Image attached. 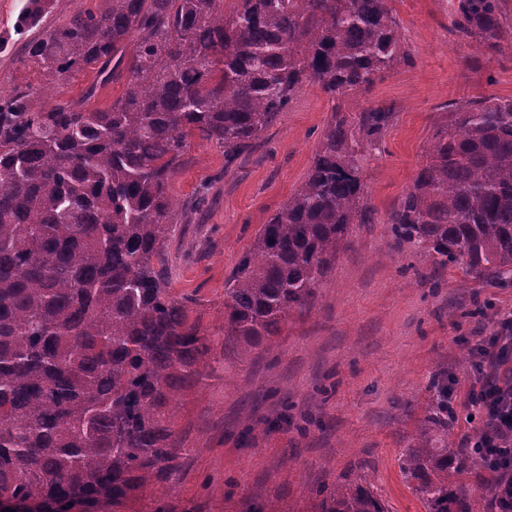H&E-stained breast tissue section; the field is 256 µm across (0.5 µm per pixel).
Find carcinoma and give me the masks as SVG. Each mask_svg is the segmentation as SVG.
Masks as SVG:
<instances>
[{"mask_svg":"<svg viewBox=\"0 0 512 512\" xmlns=\"http://www.w3.org/2000/svg\"><path fill=\"white\" fill-rule=\"evenodd\" d=\"M388 0H112L27 41L39 87L0 95V498L34 512H123L178 472L173 404L206 368L215 339L167 288L163 252L182 208L171 179L196 131L231 164L308 81L329 99L366 92L405 60ZM454 33L512 46L500 0H458ZM138 34L133 53L128 45ZM86 66L125 95L90 109L45 101ZM391 120L382 107L332 108L308 176L225 289L224 341L245 357L308 310L348 225L363 219L357 156ZM426 164L394 210V243L440 267L512 275V99L452 104ZM469 452L448 426V371L399 468L426 512H472ZM502 479L477 477L496 505ZM313 512H388L367 479L345 480Z\"/></svg>","mask_w":512,"mask_h":512,"instance_id":"obj_1","label":"carcinoma"}]
</instances>
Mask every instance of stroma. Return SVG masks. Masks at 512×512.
Returning <instances> with one entry per match:
<instances>
[{"label": "stroma", "mask_w": 512, "mask_h": 512, "mask_svg": "<svg viewBox=\"0 0 512 512\" xmlns=\"http://www.w3.org/2000/svg\"><path fill=\"white\" fill-rule=\"evenodd\" d=\"M30 0H0V93L39 85L20 25ZM411 55L349 112L385 107L392 121L362 163L366 220L349 225L311 309L291 312L280 332L249 357L224 344V290L263 226L307 177L333 103L312 83L262 140L225 166L224 151L193 134L171 181L176 204L207 195L175 225L165 247L174 299L215 337L209 371L177 400L179 472L129 512H312L341 476L367 478L388 512H426L398 460L415 432L401 419L419 412L430 375L454 377L448 422L458 443L476 425L467 406L463 348L491 335L512 311V283L439 269L412 246L394 248L388 218L425 164L424 145L451 103L512 98V52L487 50L452 32L457 0H391Z\"/></svg>", "instance_id": "1"}]
</instances>
